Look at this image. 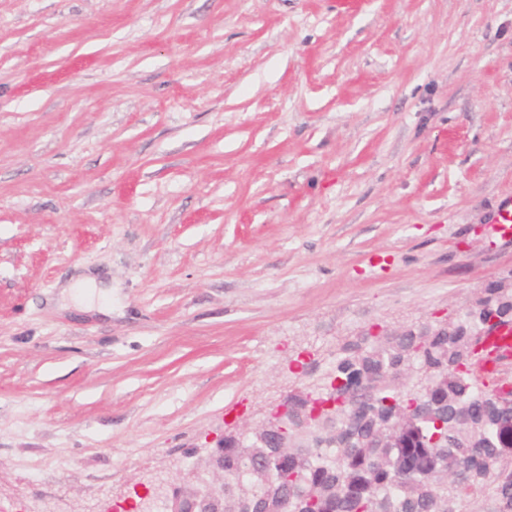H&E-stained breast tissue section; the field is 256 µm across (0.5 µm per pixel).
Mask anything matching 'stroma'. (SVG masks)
I'll use <instances>...</instances> for the list:
<instances>
[{"label": "stroma", "mask_w": 512, "mask_h": 512, "mask_svg": "<svg viewBox=\"0 0 512 512\" xmlns=\"http://www.w3.org/2000/svg\"><path fill=\"white\" fill-rule=\"evenodd\" d=\"M511 201L512 0H0V512L214 481L342 346L512 287Z\"/></svg>", "instance_id": "stroma-1"}]
</instances>
